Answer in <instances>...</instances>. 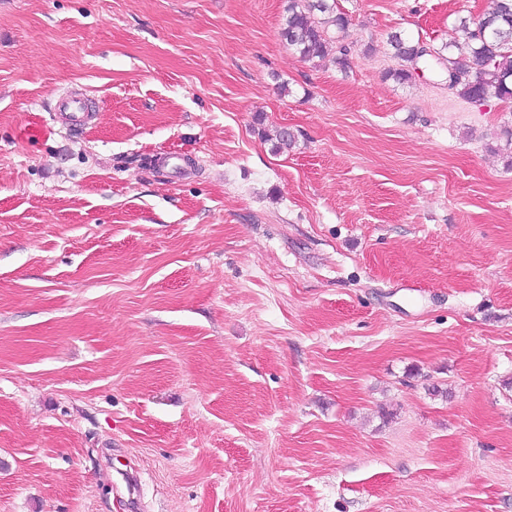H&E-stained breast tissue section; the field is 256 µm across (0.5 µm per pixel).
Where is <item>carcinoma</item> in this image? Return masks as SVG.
I'll list each match as a JSON object with an SVG mask.
<instances>
[{
  "label": "carcinoma",
  "instance_id": "1",
  "mask_svg": "<svg viewBox=\"0 0 512 512\" xmlns=\"http://www.w3.org/2000/svg\"><path fill=\"white\" fill-rule=\"evenodd\" d=\"M281 37L304 61L326 55L329 31L342 30L348 20L330 0H288ZM458 40L448 45L444 72L448 89L468 102L496 99L512 103V0H488L475 18L460 19ZM399 68L389 72L398 82L412 79V70L426 49L395 33L389 38Z\"/></svg>",
  "mask_w": 512,
  "mask_h": 512
}]
</instances>
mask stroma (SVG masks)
<instances>
[{
  "label": "stroma",
  "instance_id": "obj_1",
  "mask_svg": "<svg viewBox=\"0 0 512 512\" xmlns=\"http://www.w3.org/2000/svg\"><path fill=\"white\" fill-rule=\"evenodd\" d=\"M485 3L336 0L342 69L287 0H0V512H512V105L389 75ZM330 0H288L281 37L304 61L323 58L333 42L332 29L342 30L348 20ZM392 48V56L399 62V68L389 72L394 80L404 83L412 79L413 73L411 69H416L419 61L428 53L426 49L420 46V42H414L401 37L400 34H393L389 38ZM411 67L409 69L408 65ZM52 112L54 124L66 132L82 131L96 120L91 103L68 91H62L55 95Z\"/></svg>",
  "mask_w": 512,
  "mask_h": 512
}]
</instances>
